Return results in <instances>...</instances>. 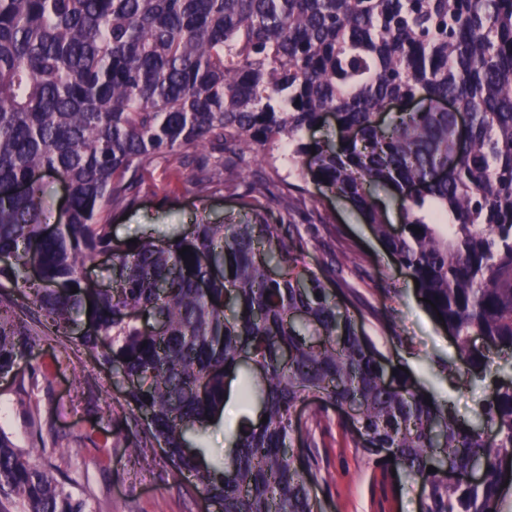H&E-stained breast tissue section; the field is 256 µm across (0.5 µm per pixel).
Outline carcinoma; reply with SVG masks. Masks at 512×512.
Wrapping results in <instances>:
<instances>
[{"label": "carcinoma", "mask_w": 512, "mask_h": 512, "mask_svg": "<svg viewBox=\"0 0 512 512\" xmlns=\"http://www.w3.org/2000/svg\"><path fill=\"white\" fill-rule=\"evenodd\" d=\"M414 99L425 106L380 120ZM443 100L470 115L463 143ZM327 114L337 143L305 138ZM283 142L300 180L347 198L417 279L457 369L492 376L488 353L512 350V0H0V374L40 335L78 340L125 381L129 443L167 449L220 512H320L311 463L289 452L315 447L293 419L306 399L342 412L352 447L395 471L396 489L412 477L421 512H497L512 386L492 380L481 427L425 396L337 301L335 266L302 262L291 225L199 223L114 244L112 210L161 155L193 151L204 194L211 146L235 194L236 161ZM43 170L68 188L59 216L33 179ZM374 184L399 201V231ZM267 192L259 174L240 199L250 210ZM106 253L103 289L85 269ZM234 384L267 422L242 416L208 462L190 437L222 421ZM473 460L479 483H448L444 468ZM0 491L25 512H86L2 429Z\"/></svg>", "instance_id": "1"}]
</instances>
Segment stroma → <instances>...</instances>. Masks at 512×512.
Listing matches in <instances>:
<instances>
[{
  "instance_id": "obj_1",
  "label": "stroma",
  "mask_w": 512,
  "mask_h": 512,
  "mask_svg": "<svg viewBox=\"0 0 512 512\" xmlns=\"http://www.w3.org/2000/svg\"><path fill=\"white\" fill-rule=\"evenodd\" d=\"M196 179L181 152L156 159L148 186L126 212L114 215L116 243L185 231L197 221L244 218L237 198L224 191L197 195ZM264 216L272 224L293 225L313 270L340 258L336 277L346 304L377 348L405 362L418 384L448 401L460 419L479 422L488 382L450 372L452 340L349 201L311 184L291 204L269 203ZM121 402L118 385L93 353L74 342H44L0 382V428L32 463L83 499L89 512H207L204 497L161 455L128 447ZM296 414L316 442L320 470L313 488L323 512H420L415 483L395 490L357 449L344 447L348 424L341 412L318 411L310 400Z\"/></svg>"
}]
</instances>
